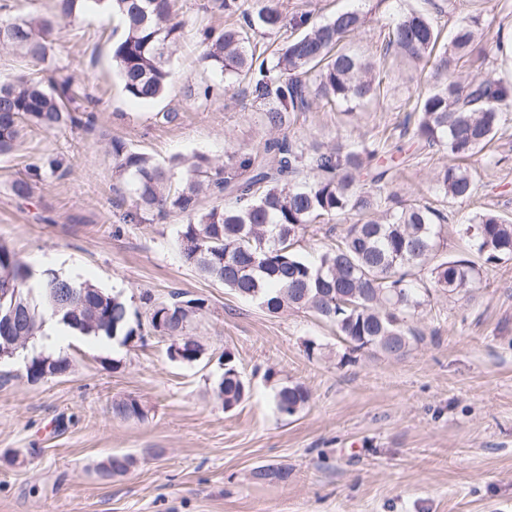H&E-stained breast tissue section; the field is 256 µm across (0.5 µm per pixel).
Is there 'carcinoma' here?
I'll list each match as a JSON object with an SVG mask.
<instances>
[{
	"instance_id": "carcinoma-1",
	"label": "carcinoma",
	"mask_w": 512,
	"mask_h": 512,
	"mask_svg": "<svg viewBox=\"0 0 512 512\" xmlns=\"http://www.w3.org/2000/svg\"><path fill=\"white\" fill-rule=\"evenodd\" d=\"M430 5L435 12L417 6L399 13L384 33L379 56L366 58L342 47L364 29L366 18L358 10L313 22L307 13L288 15L284 0H219L225 16L236 22L199 31L203 60L224 82L247 83L274 133L222 166L205 156L177 161L172 164L182 169L177 181L171 168L112 141L115 173L134 202L123 221L184 217L178 240L186 263L269 313L302 309L332 324L347 345L344 359L365 352L406 355L423 339L408 319L421 314L434 294L469 295L484 270L512 260V224L499 215L481 212L469 219L465 233L472 234L476 259L448 258L441 244L447 216L388 191L398 166L429 151L454 160L436 173L443 197L471 199L476 184L456 161L482 152L498 135L504 114L512 112V84L490 77L448 78L452 65L470 54L480 17H462L442 45L436 15L444 7L433 0ZM174 7L175 0H56L51 16L0 17V47L44 63L60 25L82 13L114 15L122 34L111 53L123 89L136 102H155L171 85L169 56L185 27L173 21ZM288 29V38L273 47L261 42ZM389 59L429 66L435 80L432 89L400 104L403 123L370 140L332 144L305 145L282 133L316 103L352 111L385 99ZM70 92L66 81L47 89L25 75L0 84V155L12 152L28 127L52 131L74 121L66 107ZM41 177V169L33 167L13 182L15 196L28 198L31 182ZM212 197L225 204L202 210V200ZM342 215L354 221L341 227L336 245L312 260L295 251L311 226ZM67 288L83 292V311L90 317L56 309ZM142 300L149 330L177 342L179 362L195 363L205 355L199 339L184 340L203 300L178 294L169 301L157 302L150 294ZM17 308L36 338L48 317L81 336L119 338L124 345L141 328L133 325L135 313L121 294L53 268L36 274L0 243V322ZM29 361L26 376L32 383L70 367L67 358L41 351L31 352ZM249 392L234 353L224 351L214 399L231 410ZM309 398L304 386L283 385L274 406L278 414L293 416ZM112 410L127 418L145 416L134 398L112 404Z\"/></svg>"
}]
</instances>
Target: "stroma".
<instances>
[{
    "mask_svg": "<svg viewBox=\"0 0 512 512\" xmlns=\"http://www.w3.org/2000/svg\"><path fill=\"white\" fill-rule=\"evenodd\" d=\"M285 3L316 21L359 9L367 24L349 47L370 55L409 0ZM459 11L484 22L455 76L512 81V60L492 61L498 39L512 37V0H462ZM176 18L186 28L170 57L175 79L148 104L126 95L112 61L117 19L85 14L62 26L50 51L55 76L79 91L74 106L92 124L28 129L0 157V242L33 269L92 281L137 310L145 293L203 299L193 332L206 353L186 365L168 359L161 336L124 347L72 336L57 349L70 361L65 375L31 383L24 359L0 362V512H512V261L491 268L472 297L434 295L417 320L423 339L403 358L365 353L345 363L329 323L297 310L268 313L185 263L181 217L121 222L113 140L165 167L197 154L221 165L269 134L244 85L202 94L220 80L196 36L223 28L216 0H177ZM392 79L389 111L367 104L350 115L303 112L289 138L353 140L396 125L401 100L427 91L430 72L404 62ZM168 111L176 121L165 120ZM52 160L63 162L65 176L34 181L25 199L12 193L29 166ZM443 161H412L393 190L443 202V252L467 257L469 218L490 209L512 221V113L503 134L467 162L478 187L470 200H444L435 183ZM309 341L320 355L308 357ZM227 350L252 385L229 411L211 394ZM296 383L310 400L281 416L274 393ZM128 397L144 418L113 412V401ZM114 454L136 463L100 477L99 464ZM261 466L287 468L288 477L257 482L252 472Z\"/></svg>",
    "mask_w": 512,
    "mask_h": 512,
    "instance_id": "stroma-1",
    "label": "stroma"
}]
</instances>
